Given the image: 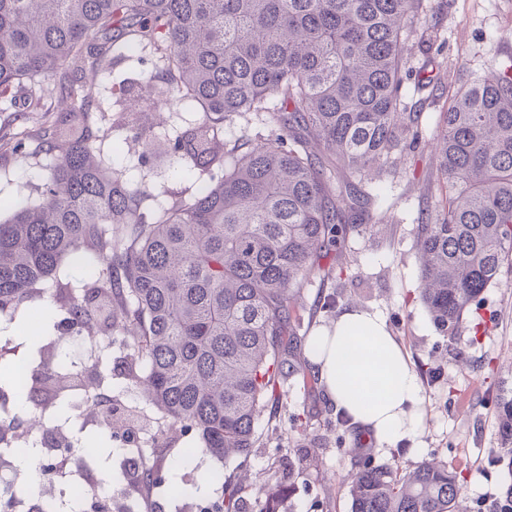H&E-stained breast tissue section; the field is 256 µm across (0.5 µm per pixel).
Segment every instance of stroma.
<instances>
[{"label": "stroma", "instance_id": "obj_1", "mask_svg": "<svg viewBox=\"0 0 512 512\" xmlns=\"http://www.w3.org/2000/svg\"><path fill=\"white\" fill-rule=\"evenodd\" d=\"M405 27L410 33L406 67L412 77L401 88V103L417 113L418 129L429 142L437 135L440 114L448 105L449 85L477 79L494 67L512 66V0H428L424 14L406 20ZM150 75V65L136 57L118 61L110 72L98 76L92 97L106 111L101 126L109 136L100 146L102 158L125 171L147 193L151 206L167 207L194 193L196 178L171 168L158 149L147 168H138L144 143L135 138L129 115L112 107L121 80ZM430 75L440 76V83L419 87V79ZM59 110L58 98L49 96L43 111L25 121L0 112V201L4 204L33 197L34 184L51 162L45 154L29 158L11 154V138L20 132L40 137L45 121ZM447 190L430 151H403L396 173L376 187L377 197L369 208L374 221L391 225V232L379 235L361 227L351 231L341 250L323 258L329 275L314 276L303 284L296 310L304 339L349 307L382 315L418 375L423 409L420 434L396 448L374 441L368 430L336 426V410L302 348L297 361L305 379L285 382L282 402L265 408L248 462L233 458L220 462L200 455L186 464L181 450L190 443V436L149 441L165 483L160 488L131 489L141 512H198L199 505L222 495L220 486L205 482L206 474L218 469L228 476H246L249 512H258L260 484L273 467L293 470L295 490L287 512H351L343 480L357 448L376 463L404 470L435 457L446 460L464 477L466 512H492L502 489L512 483V473L494 462L500 436L493 398L496 391L512 388V268L483 291L455 337L437 329L419 298L415 243L419 225L434 220ZM299 416L308 422L316 452L317 461L311 467L299 466L293 454L301 445L292 431ZM0 476L21 491L18 512H28L45 500L54 504L56 512H74L77 491L64 475L51 479L52 491L44 498L38 494V471H21L15 457L0 461Z\"/></svg>", "mask_w": 512, "mask_h": 512}]
</instances>
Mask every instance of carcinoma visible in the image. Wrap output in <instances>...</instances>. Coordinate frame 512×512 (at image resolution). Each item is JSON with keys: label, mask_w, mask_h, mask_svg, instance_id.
Wrapping results in <instances>:
<instances>
[{"label": "carcinoma", "mask_w": 512, "mask_h": 512, "mask_svg": "<svg viewBox=\"0 0 512 512\" xmlns=\"http://www.w3.org/2000/svg\"><path fill=\"white\" fill-rule=\"evenodd\" d=\"M424 0H0V103L4 112L43 111L48 91L67 103L35 150L53 156L37 197L0 220V315L14 321L35 298L63 315L64 335L37 347L31 374L0 366V431L29 424L0 454L47 445L50 407L73 392L98 390L90 417L110 446L133 441L125 422L99 406L112 379L132 383L161 414V435L177 425L198 454L247 461L265 404L282 399L297 327L291 310L318 259L340 247L362 220L367 188L401 138H418L416 115L400 107L409 73L404 21ZM149 52L154 100L202 113L166 140L170 166L204 177L196 194L149 209L122 172L104 166L95 142L91 96L78 88L117 62L113 51ZM120 91L152 154V127L137 98ZM265 115L259 142L229 144L224 127ZM448 179L441 216L417 237L420 299L439 331L454 335L485 288L512 264V72L492 68L453 89L434 142ZM93 272L75 288L65 264ZM94 353L78 368L62 341ZM27 393V418L9 414L6 389ZM501 455L512 472V395L498 394ZM76 463L99 467V449ZM150 483L159 470L142 453L122 478ZM351 512H464L463 487L446 461L398 473L372 458L347 477ZM212 512H244L245 487L223 481ZM291 485L262 490L259 512H285ZM80 512H112V496L93 488Z\"/></svg>", "instance_id": "obj_1"}]
</instances>
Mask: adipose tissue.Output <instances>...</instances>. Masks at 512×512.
<instances>
[{
  "label": "adipose tissue",
  "mask_w": 512,
  "mask_h": 512,
  "mask_svg": "<svg viewBox=\"0 0 512 512\" xmlns=\"http://www.w3.org/2000/svg\"><path fill=\"white\" fill-rule=\"evenodd\" d=\"M307 350L336 411L370 429L385 445L418 433L419 379L379 314L346 309L334 323L314 330Z\"/></svg>",
  "instance_id": "obj_1"
}]
</instances>
